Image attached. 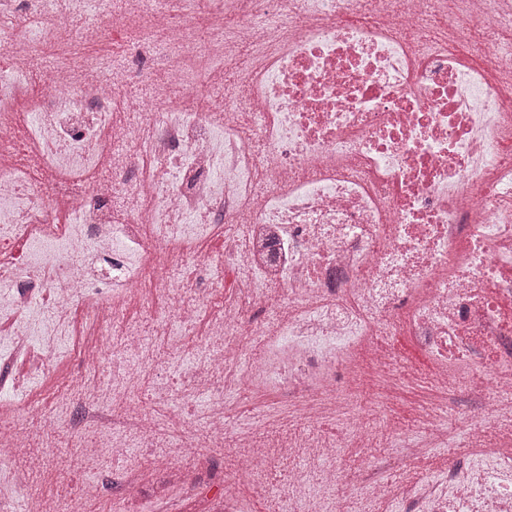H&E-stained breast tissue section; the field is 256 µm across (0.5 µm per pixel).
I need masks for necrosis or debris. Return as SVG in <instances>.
<instances>
[{
    "label": "necrosis or debris",
    "instance_id": "1",
    "mask_svg": "<svg viewBox=\"0 0 512 512\" xmlns=\"http://www.w3.org/2000/svg\"><path fill=\"white\" fill-rule=\"evenodd\" d=\"M122 2L0 0V363L39 358L0 377V512L64 425L89 481L26 512H87L93 476L118 467L136 512L135 449L226 441L222 497L196 510L190 471L181 512H250L245 484L276 512H339L343 449L384 444L352 512H512V97L490 77L512 75V0H132L133 35L109 23ZM201 7L205 38L174 26ZM438 19L482 38L489 68L428 40ZM110 42L107 64L93 51ZM232 45L256 61L229 71ZM201 89L216 112L182 104ZM190 336L181 376L205 414L163 387L143 408L146 367ZM419 376L433 402L409 423L388 400ZM268 393L293 425L231 431L225 404ZM392 460L405 479L382 478Z\"/></svg>",
    "mask_w": 512,
    "mask_h": 512
}]
</instances>
